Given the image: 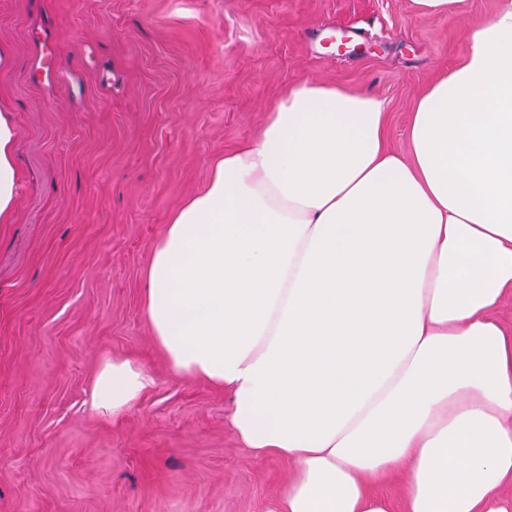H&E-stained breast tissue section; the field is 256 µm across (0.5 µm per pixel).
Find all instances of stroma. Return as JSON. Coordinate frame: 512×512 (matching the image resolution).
Listing matches in <instances>:
<instances>
[{
	"mask_svg": "<svg viewBox=\"0 0 512 512\" xmlns=\"http://www.w3.org/2000/svg\"><path fill=\"white\" fill-rule=\"evenodd\" d=\"M503 5L0 0L18 171L0 223V512H267L294 466L245 454L230 396L171 369L142 308L153 247L296 83L385 98L407 152L417 99ZM115 356L154 385L112 421L88 395Z\"/></svg>",
	"mask_w": 512,
	"mask_h": 512,
	"instance_id": "obj_1",
	"label": "stroma"
}]
</instances>
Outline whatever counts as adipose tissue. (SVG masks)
<instances>
[{
  "label": "adipose tissue",
  "instance_id": "1",
  "mask_svg": "<svg viewBox=\"0 0 512 512\" xmlns=\"http://www.w3.org/2000/svg\"><path fill=\"white\" fill-rule=\"evenodd\" d=\"M388 103L289 87L171 216L144 313L172 370L223 388L241 449L295 464L268 512H512V0L419 99L408 153ZM0 115V223L16 202ZM154 384L105 360L91 410ZM383 494L391 501L396 512L401 509L405 492V476L402 469H397L392 475L381 483Z\"/></svg>",
  "mask_w": 512,
  "mask_h": 512
}]
</instances>
